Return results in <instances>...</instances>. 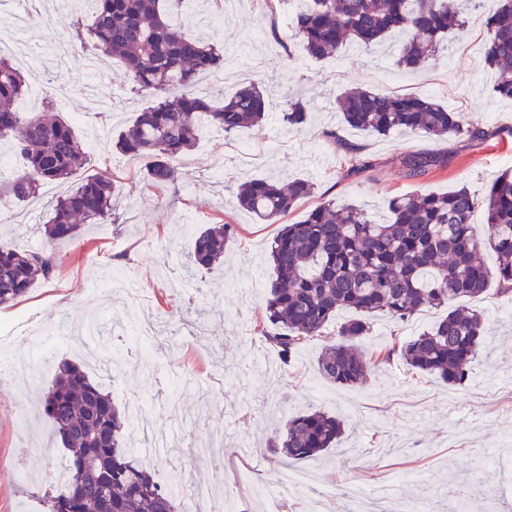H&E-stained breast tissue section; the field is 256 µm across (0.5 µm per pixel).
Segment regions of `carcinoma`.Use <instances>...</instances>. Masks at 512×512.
I'll use <instances>...</instances> for the list:
<instances>
[{"label": "carcinoma", "mask_w": 512, "mask_h": 512, "mask_svg": "<svg viewBox=\"0 0 512 512\" xmlns=\"http://www.w3.org/2000/svg\"><path fill=\"white\" fill-rule=\"evenodd\" d=\"M86 31L76 34L75 49L92 43L98 55L117 59L132 90L153 98L132 126L118 135L115 149L150 159L146 182L157 189L178 183L174 160L199 139V118L230 134L267 120L259 85L240 84L215 98L199 89L204 73L221 69L220 45L191 38L170 16L185 0H93ZM291 23V36L316 61L339 56L355 44L366 49L398 36L397 66L414 71L427 63L448 34L464 28L467 12L486 0H304ZM486 63L496 72L493 94L512 100V0H497L486 17ZM27 81L8 58L0 57V145L25 160L24 171L0 181V209L31 202L46 184L65 183L88 164L89 152L60 115L46 108L23 114L16 103ZM341 123L352 129L387 135L405 130L429 139L482 141L498 136L470 124L429 97L390 96L349 88L336 97ZM282 121L290 128L307 123L300 97L288 99ZM439 154L406 156L402 166L419 177L444 163ZM315 183L296 178L284 185L274 178H248L234 191L238 207L275 224L296 203L314 194ZM117 185L98 172L56 198L44 235L48 244L80 237L81 225L112 218ZM482 208L488 233L478 238L472 215ZM389 219L377 222L350 203L324 201L296 224H285L269 248L266 299L271 329L265 342L288 359L314 337L322 336L338 311L354 317L340 324L336 341L325 345L317 370L326 380L354 386L367 379L373 362L398 359L408 369L435 376L451 386L466 384L481 352L486 326L482 316L454 306L483 296L490 285L485 251L495 256L499 292L512 293V171L497 176L485 195L461 187L444 194H404L389 200ZM233 239L229 224H211L194 238L190 261L210 268L224 259ZM55 252L0 241V306L26 296L51 278ZM448 308L427 331L392 341L369 358L364 339L371 316L381 311L404 323L425 309ZM41 407L64 447L68 471L50 500V512H175L176 498L132 457L124 438L127 417L111 392L93 382L78 364H58L54 383ZM343 423L320 411L292 416L274 431L270 447L290 463H312L336 448Z\"/></svg>", "instance_id": "obj_1"}]
</instances>
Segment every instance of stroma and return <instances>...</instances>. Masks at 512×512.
<instances>
[{
	"label": "stroma",
	"mask_w": 512,
	"mask_h": 512,
	"mask_svg": "<svg viewBox=\"0 0 512 512\" xmlns=\"http://www.w3.org/2000/svg\"><path fill=\"white\" fill-rule=\"evenodd\" d=\"M299 7L298 0H282L273 13L265 0H240L220 30L204 24L198 9L173 15L187 34L216 38L231 52L221 74L225 93L244 79L259 82L269 111L265 123L239 133L201 132L196 147L175 161L181 175L175 190L150 187L142 177L143 159L116 157L118 133L151 101L130 91L119 61H107L100 83L113 92L117 108L86 171L111 169L120 187L116 222L87 227L60 249L49 281L36 284L14 307H0V320L17 312L32 324L61 326L80 338L78 345L55 350L31 385L10 378L0 389V512L44 510L50 464L30 459L28 451L47 444L55 455L63 453L36 407L65 359L85 365L119 407L144 403L142 420L129 425L125 439L161 486H168L169 472L182 465L190 480H212L209 461L193 459L186 444L157 452L159 441L179 428L197 438L221 435L230 478L240 464L233 448L243 442L256 451L265 448L272 427L288 415L319 410L339 418L345 433L338 449L308 465L312 480L296 497L281 491L284 462L257 454L251 459L259 484L278 494L279 512H302L301 501L316 500L326 490L332 497L324 508L334 512L348 507L345 493L363 489L375 495L389 486L398 502L422 512H458L463 499L469 512H512V455L499 453L500 443L512 440V297L492 287L470 301L491 334L466 386L417 375L398 361L373 367L360 386L329 383L317 370L325 338L311 339L286 364L259 339L256 329L266 319V249L279 227L260 223L233 197L237 183L249 176L312 180L314 196L300 200L286 218L293 224L329 199L362 205L381 217L389 199L400 194L445 193L465 185L484 195L498 174L512 169V101L492 92L496 75L484 60L485 18L470 15L464 30L449 36L424 68L406 72L397 68V54L387 46L366 51L350 44L338 59L309 60L291 37ZM72 20L68 12L54 19L36 10L19 14L17 0L0 5V34L19 26L26 33L16 67L52 94L56 112L87 144L96 130L79 117L84 74L69 35ZM353 87L430 97L502 136L450 143L405 131L377 136L351 129L342 125L334 101ZM292 95L302 97L309 112L298 129L281 121ZM329 130L336 131L335 141L325 139ZM350 144L362 146L369 161L368 168L352 174L346 162ZM413 152L440 153L448 161L412 178L401 161ZM187 213L194 215L198 231L218 222L234 225L236 237L223 264L190 272L178 264L145 261L152 244L190 252L193 238L180 229ZM46 214L26 206L16 213L0 211V236L44 248ZM439 316L429 310L398 324L376 315L366 346H384L395 332L419 335ZM145 321L153 322L156 338L148 378L124 361L126 329ZM103 348L124 361L120 377L111 378L92 361ZM22 405L30 410L23 428L17 425Z\"/></svg>",
	"instance_id": "35a3bbf8"
}]
</instances>
